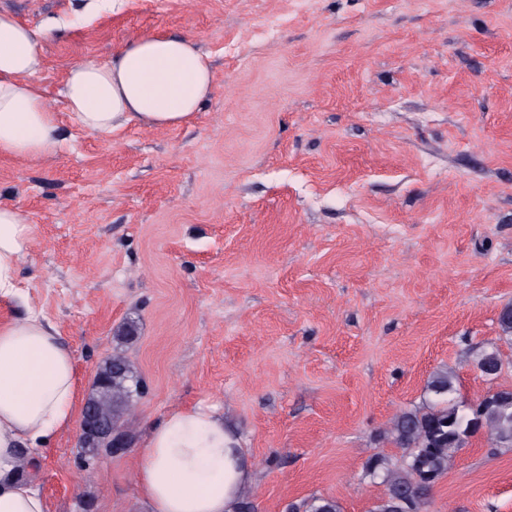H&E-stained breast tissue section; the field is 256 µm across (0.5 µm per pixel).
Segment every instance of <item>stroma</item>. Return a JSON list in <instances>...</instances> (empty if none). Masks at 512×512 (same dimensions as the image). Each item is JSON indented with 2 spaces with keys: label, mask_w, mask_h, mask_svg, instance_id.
<instances>
[{
  "label": "stroma",
  "mask_w": 512,
  "mask_h": 512,
  "mask_svg": "<svg viewBox=\"0 0 512 512\" xmlns=\"http://www.w3.org/2000/svg\"><path fill=\"white\" fill-rule=\"evenodd\" d=\"M48 28L40 80L62 148L0 156V204L33 237L18 299L72 349L82 392L125 353L145 391L119 455L78 432L37 457L50 512H148L151 423L214 405L255 468L254 512L315 497L371 512L367 462L437 371L474 401L512 389V0H0ZM194 39L213 93L181 127L78 130L76 61L143 34ZM135 325L129 343L118 335ZM503 368L477 371L486 351ZM422 512H512V450L470 438Z\"/></svg>",
  "instance_id": "stroma-1"
}]
</instances>
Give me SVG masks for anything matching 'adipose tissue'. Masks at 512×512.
I'll list each match as a JSON object with an SVG mask.
<instances>
[{"mask_svg":"<svg viewBox=\"0 0 512 512\" xmlns=\"http://www.w3.org/2000/svg\"><path fill=\"white\" fill-rule=\"evenodd\" d=\"M49 36L0 14V155L49 159L59 147L57 114L38 80ZM212 89L209 58L195 40L147 34L107 60L72 63L60 95L78 128L109 138L134 123L184 125ZM32 236L21 208L0 205V302L17 297ZM81 403L75 360L57 328L33 313L1 319L0 512H49L34 481L20 475L17 452L38 455L72 426ZM252 479L237 434L213 406L170 410L139 449L136 482L151 512H236Z\"/></svg>","mask_w":512,"mask_h":512,"instance_id":"1","label":"adipose tissue"}]
</instances>
